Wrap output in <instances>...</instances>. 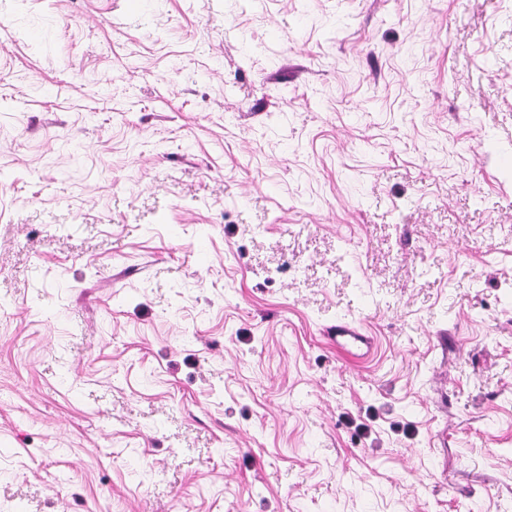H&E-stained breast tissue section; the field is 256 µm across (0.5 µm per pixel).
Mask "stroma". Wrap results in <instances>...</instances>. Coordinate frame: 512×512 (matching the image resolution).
I'll list each match as a JSON object with an SVG mask.
<instances>
[{
    "label": "stroma",
    "mask_w": 512,
    "mask_h": 512,
    "mask_svg": "<svg viewBox=\"0 0 512 512\" xmlns=\"http://www.w3.org/2000/svg\"><path fill=\"white\" fill-rule=\"evenodd\" d=\"M0 512H512V0H0ZM335 328L336 349L354 359H362L368 347L366 337L362 336L359 329L344 321L338 322Z\"/></svg>",
    "instance_id": "35a3bbf8"
}]
</instances>
